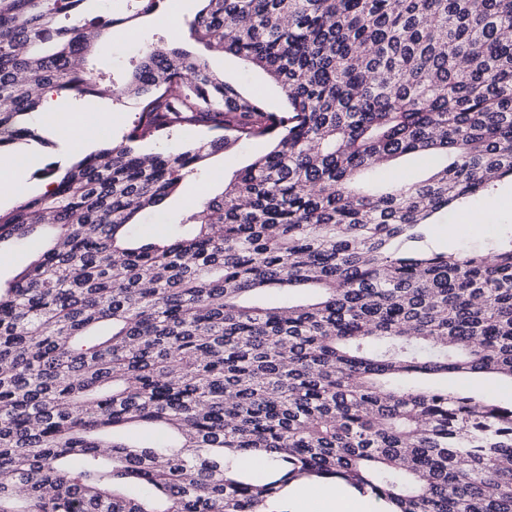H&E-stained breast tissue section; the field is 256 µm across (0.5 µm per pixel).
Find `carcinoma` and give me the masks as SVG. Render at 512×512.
Here are the masks:
<instances>
[{
	"label": "carcinoma",
	"instance_id": "obj_1",
	"mask_svg": "<svg viewBox=\"0 0 512 512\" xmlns=\"http://www.w3.org/2000/svg\"><path fill=\"white\" fill-rule=\"evenodd\" d=\"M120 2L0 0V150L40 140L46 88L138 108L0 212V242L50 230L0 286V512H274L298 480L387 512H512V403L439 382L512 381V229L486 252L408 247L512 179V0H201L173 24L263 71L281 112L176 36L123 79L86 73L105 32L166 0ZM186 127L205 137L143 153ZM256 140L170 237L130 235ZM415 153L429 176L377 183ZM244 453L277 474L254 481ZM269 149L266 141H254L250 144L233 146L223 153L215 154L209 161L202 179L208 187L211 197L220 195L224 190V180Z\"/></svg>",
	"mask_w": 512,
	"mask_h": 512
}]
</instances>
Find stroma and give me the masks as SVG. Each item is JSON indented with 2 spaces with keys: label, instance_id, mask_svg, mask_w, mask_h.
<instances>
[{
  "label": "stroma",
  "instance_id": "1",
  "mask_svg": "<svg viewBox=\"0 0 512 512\" xmlns=\"http://www.w3.org/2000/svg\"><path fill=\"white\" fill-rule=\"evenodd\" d=\"M169 37L170 21L166 8L162 7L141 17L130 28L114 29L111 37L98 43L86 62V68L96 75L105 73L115 77L121 76L144 45ZM206 59L211 69L223 75L225 81L237 85L245 93L261 96L270 109L278 111L285 108L286 99L281 88L263 72L253 69L241 59L229 54L210 52L207 53ZM76 103L93 121L98 120L101 113H111L112 121L109 127L101 131V142L105 145L120 141L125 129L136 117V105L129 99L115 101L102 97L90 101L82 99ZM39 132L45 139L44 144H24L20 147L21 152L30 154L33 159V164L25 177L28 193L32 196L43 191L44 180L39 175L41 169L51 163L67 167L80 158L79 153L50 128L40 127ZM268 149V142L261 140L234 146L215 154L209 160L202 180L186 182L179 193L166 200L161 210L139 217L137 232L156 238L169 236L172 224L180 221L189 200L195 197L200 187H207L210 195H220L224 190L225 179L233 171L244 167ZM507 196L512 197V181L506 179L499 182L489 195L438 215L435 224L428 230L423 242L424 248L432 251H444L450 247L474 250L486 248L504 231L506 225L512 224V208L502 210L494 220L478 227L464 223L463 218L468 214H478L486 205Z\"/></svg>",
  "mask_w": 512,
  "mask_h": 512
}]
</instances>
